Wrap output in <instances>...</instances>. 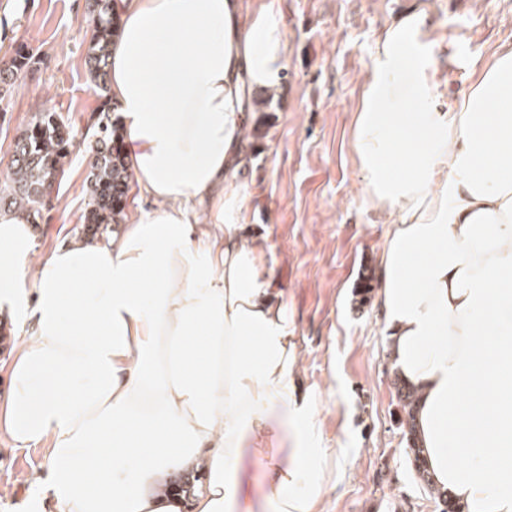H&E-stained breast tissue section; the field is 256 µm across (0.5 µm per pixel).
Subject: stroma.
I'll return each instance as SVG.
<instances>
[{"instance_id": "35a3bbf8", "label": "stroma", "mask_w": 512, "mask_h": 512, "mask_svg": "<svg viewBox=\"0 0 512 512\" xmlns=\"http://www.w3.org/2000/svg\"><path fill=\"white\" fill-rule=\"evenodd\" d=\"M268 9L285 31L281 84L252 94L249 162L237 181L248 194L241 224L261 246L284 290L299 343V371L322 418L321 445L336 452L326 512H437L418 484L396 422L388 336L373 301L354 291L376 276L388 217L360 194L350 126L376 40L416 13L442 110L453 108L501 46H512V0H244ZM92 19L86 0H0V59L21 42L40 58L22 73L0 118V161L32 113L49 109L85 130L101 101L85 57ZM89 153L73 150L54 207L34 226L46 253L84 237ZM42 448L0 439V512H32Z\"/></svg>"}]
</instances>
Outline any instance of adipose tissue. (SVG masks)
I'll use <instances>...</instances> for the list:
<instances>
[{"instance_id": "adipose-tissue-1", "label": "adipose tissue", "mask_w": 512, "mask_h": 512, "mask_svg": "<svg viewBox=\"0 0 512 512\" xmlns=\"http://www.w3.org/2000/svg\"><path fill=\"white\" fill-rule=\"evenodd\" d=\"M112 6L110 92L154 208L43 254L30 214L0 210L17 330L0 436L43 446V512H324L334 452L234 182L246 96L279 86L284 33L242 0ZM419 24L378 40L351 124L362 193L390 218L375 308L433 483L462 512H512V47L444 112Z\"/></svg>"}]
</instances>
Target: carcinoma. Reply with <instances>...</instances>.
Masks as SVG:
<instances>
[{
  "instance_id": "obj_1",
  "label": "carcinoma",
  "mask_w": 512,
  "mask_h": 512,
  "mask_svg": "<svg viewBox=\"0 0 512 512\" xmlns=\"http://www.w3.org/2000/svg\"><path fill=\"white\" fill-rule=\"evenodd\" d=\"M86 7L93 22L86 55L87 72L94 91L104 93L108 82V59L117 36L118 21L112 14L111 0H86ZM34 64L35 55L27 47L20 45L15 49L10 62L0 66V102L8 96L18 74ZM103 111L112 112V116H100L95 123L93 155L86 177L87 202L83 220L91 228L122 223L125 200L133 179L116 124L119 106L115 102L106 103ZM76 138L73 127L58 113L48 110L34 113L15 139L5 177L0 181V209L21 208L35 218L42 216L45 198L65 175ZM392 385L402 413L400 427L412 470L434 499L439 512H460L448 493L435 488L429 481L414 432L412 413L416 393L397 378L393 379Z\"/></svg>"
}]
</instances>
